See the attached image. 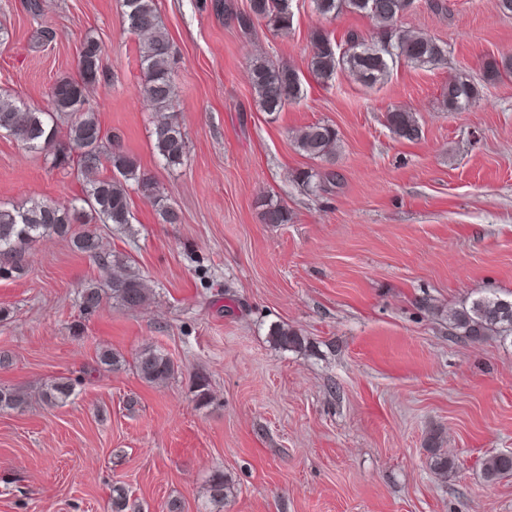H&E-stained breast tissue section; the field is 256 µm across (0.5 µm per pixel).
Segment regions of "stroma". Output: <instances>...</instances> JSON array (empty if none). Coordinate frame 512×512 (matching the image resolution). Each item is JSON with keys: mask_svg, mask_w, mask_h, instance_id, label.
<instances>
[{"mask_svg": "<svg viewBox=\"0 0 512 512\" xmlns=\"http://www.w3.org/2000/svg\"><path fill=\"white\" fill-rule=\"evenodd\" d=\"M0 0V93L46 107L74 77L93 32L102 73L87 103L104 129L150 173L179 212L159 223L131 195L132 223L98 225L104 251L125 257L151 299L127 311L80 294L109 268L46 236L25 271L0 280V385L26 406L0 412V512H111L113 485L136 512H212L207 487L223 473L222 512H512V476L485 480L486 456L512 451V336L473 342L448 311L512 295V74L489 81L486 62L512 54V15L497 0H414L401 29L448 46L446 63H401L383 85L310 74L309 34L374 23L319 15L291 0L294 23L242 34L215 0H156L173 43V109L189 151L164 166L153 147L155 112L140 92L139 40L122 0ZM295 69L303 94L263 112L250 83L254 57ZM476 84V101L444 111L448 80ZM415 112L416 142L395 138L388 110ZM339 133L335 160L294 145L302 127ZM319 174L307 190L295 173ZM71 168L51 167L0 135V203L67 202L81 192ZM290 220H262L267 201ZM304 338L283 350L273 323ZM168 353L175 376L149 385L132 361ZM125 364L97 367L100 351ZM75 382L65 404L41 392ZM206 378L209 404L195 396ZM457 466H431V449Z\"/></svg>", "mask_w": 512, "mask_h": 512, "instance_id": "obj_1", "label": "stroma"}]
</instances>
